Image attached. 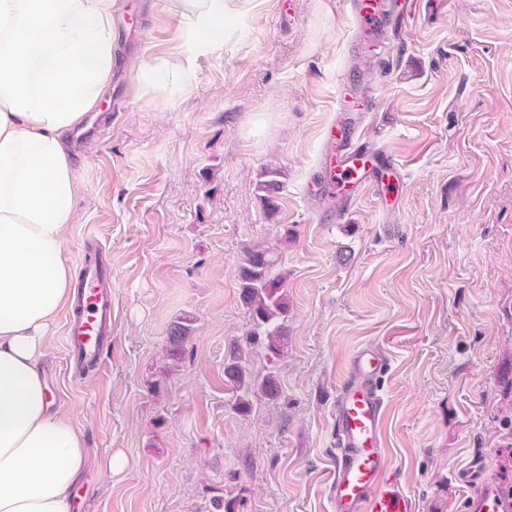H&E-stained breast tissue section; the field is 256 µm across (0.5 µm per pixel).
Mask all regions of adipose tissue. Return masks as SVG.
<instances>
[{
  "instance_id": "adipose-tissue-1",
  "label": "adipose tissue",
  "mask_w": 512,
  "mask_h": 512,
  "mask_svg": "<svg viewBox=\"0 0 512 512\" xmlns=\"http://www.w3.org/2000/svg\"><path fill=\"white\" fill-rule=\"evenodd\" d=\"M187 56L224 39L243 0H170ZM116 0H0V512H72L90 462L83 431L54 411L40 368L71 296L66 229L79 175L70 133L118 63ZM182 65L152 58L136 92L178 102Z\"/></svg>"
}]
</instances>
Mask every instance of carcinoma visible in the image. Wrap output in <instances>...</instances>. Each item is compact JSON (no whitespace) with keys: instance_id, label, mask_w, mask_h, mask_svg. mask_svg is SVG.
Here are the masks:
<instances>
[{"instance_id":"cac0c4a2","label":"carcinoma","mask_w":512,"mask_h":512,"mask_svg":"<svg viewBox=\"0 0 512 512\" xmlns=\"http://www.w3.org/2000/svg\"><path fill=\"white\" fill-rule=\"evenodd\" d=\"M263 180L258 183V191L269 210L277 208L275 197L281 188L280 171L267 169L262 172ZM275 260L262 245H254L246 250L245 258L238 269L240 297L249 310L255 329L246 343L262 342L269 353L278 357L287 345V335L282 320L288 316V296L286 292L287 274L274 272ZM194 318L183 317L175 322L167 336V357L176 362L182 358L184 345L193 332ZM224 376L236 392V407L245 413L249 410L250 397L260 393L269 399L281 394V387L274 372L256 375L248 367L245 348L232 345L229 357L224 360Z\"/></svg>"}]
</instances>
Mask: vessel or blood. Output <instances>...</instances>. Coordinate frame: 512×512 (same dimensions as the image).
<instances>
[{"label":"vessel or blood","mask_w":512,"mask_h":512,"mask_svg":"<svg viewBox=\"0 0 512 512\" xmlns=\"http://www.w3.org/2000/svg\"><path fill=\"white\" fill-rule=\"evenodd\" d=\"M416 0H353L352 8L365 34L407 16ZM320 188L343 197L366 188L375 173L389 168L387 155L349 141L331 150L325 160ZM112 324V267L84 263L79 302L66 324L69 357L98 362L108 343ZM388 360L377 349L366 348L350 359L349 376L336 397V453L328 491L333 512H413V503L387 471L383 448L385 400L377 385ZM466 490V512H512V499L488 478L479 456H472L456 476Z\"/></svg>","instance_id":"obj_1"}]
</instances>
